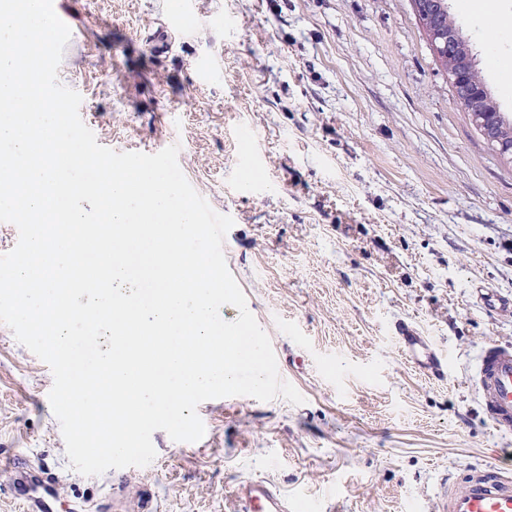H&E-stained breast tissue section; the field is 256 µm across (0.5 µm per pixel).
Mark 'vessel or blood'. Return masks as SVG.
Returning <instances> with one entry per match:
<instances>
[{
	"label": "vessel or blood",
	"mask_w": 512,
	"mask_h": 512,
	"mask_svg": "<svg viewBox=\"0 0 512 512\" xmlns=\"http://www.w3.org/2000/svg\"><path fill=\"white\" fill-rule=\"evenodd\" d=\"M395 339L406 358L427 375L440 376L444 360L434 345L407 323L395 324ZM470 382L484 414L503 436L512 435V346L487 343L478 353ZM56 479L48 472L13 471L12 493L26 512H56ZM440 512H512V464L493 459L449 473L438 493ZM237 512H305V502L288 501L262 481L242 483Z\"/></svg>",
	"instance_id": "vessel-or-blood-1"
}]
</instances>
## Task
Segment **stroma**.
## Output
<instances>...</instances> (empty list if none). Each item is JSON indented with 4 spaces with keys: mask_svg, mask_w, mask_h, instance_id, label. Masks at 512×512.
Here are the masks:
<instances>
[{
    "mask_svg": "<svg viewBox=\"0 0 512 512\" xmlns=\"http://www.w3.org/2000/svg\"><path fill=\"white\" fill-rule=\"evenodd\" d=\"M448 13L511 118L512 27L462 0ZM58 16V79L98 143L179 145L233 218L227 266L304 401H204L201 440L158 430L149 465L86 477L50 367L0 323L1 460L55 474L58 512H139L144 495L153 512H236L249 480L309 512H438L449 472L512 455L467 381L482 346L512 345V310L474 292L512 297V155L474 125L410 0H59ZM398 321L445 356L442 378L405 360Z\"/></svg>",
    "mask_w": 512,
    "mask_h": 512,
    "instance_id": "obj_1",
    "label": "stroma"
}]
</instances>
